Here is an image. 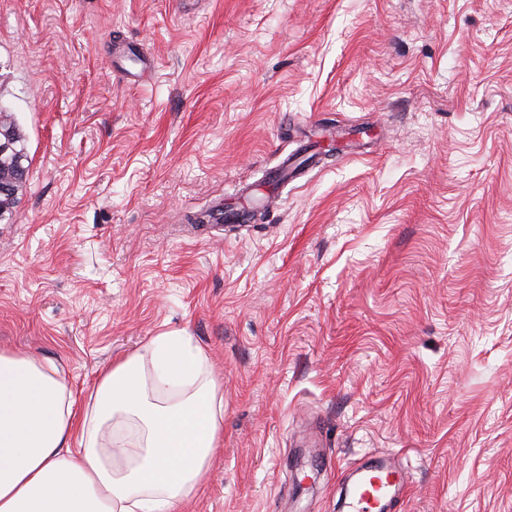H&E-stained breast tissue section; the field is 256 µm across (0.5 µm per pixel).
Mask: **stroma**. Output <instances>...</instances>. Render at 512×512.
I'll list each match as a JSON object with an SVG mask.
<instances>
[{"label":"stroma","mask_w":512,"mask_h":512,"mask_svg":"<svg viewBox=\"0 0 512 512\" xmlns=\"http://www.w3.org/2000/svg\"><path fill=\"white\" fill-rule=\"evenodd\" d=\"M0 107V349L81 403L159 332L206 349L184 512H346L379 451L401 512H512V0H0ZM242 184L252 224H193ZM1 117H4L5 125L12 128L14 142L8 131L0 130V155H3L0 157V179L1 176L3 179H11L18 174L19 171H21L26 178L27 167L24 165V162L27 161V151L24 135L10 112L0 111V118ZM11 149L12 151L7 154Z\"/></svg>","instance_id":"obj_1"}]
</instances>
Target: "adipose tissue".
I'll return each instance as SVG.
<instances>
[{
  "mask_svg": "<svg viewBox=\"0 0 512 512\" xmlns=\"http://www.w3.org/2000/svg\"><path fill=\"white\" fill-rule=\"evenodd\" d=\"M150 368L176 380V398L148 386ZM223 423L209 356L184 335L114 361L80 417L55 365L2 350L0 512H180Z\"/></svg>",
  "mask_w": 512,
  "mask_h": 512,
  "instance_id": "1",
  "label": "adipose tissue"
}]
</instances>
